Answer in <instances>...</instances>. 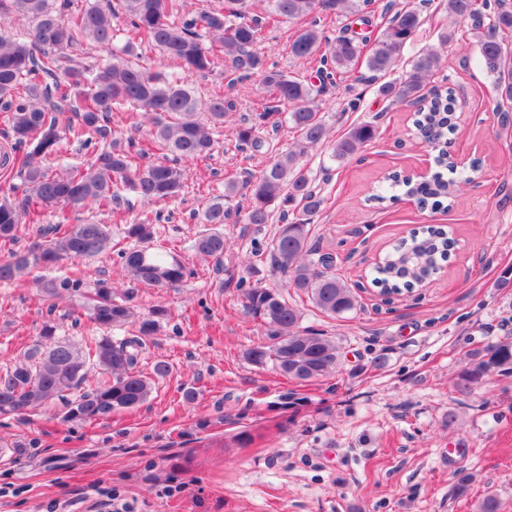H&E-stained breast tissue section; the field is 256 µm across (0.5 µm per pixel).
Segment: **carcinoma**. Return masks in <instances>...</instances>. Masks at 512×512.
Wrapping results in <instances>:
<instances>
[{"label": "carcinoma", "instance_id": "cac0c4a2", "mask_svg": "<svg viewBox=\"0 0 512 512\" xmlns=\"http://www.w3.org/2000/svg\"><path fill=\"white\" fill-rule=\"evenodd\" d=\"M54 0H0V22L13 19L18 26L0 25V108L8 113L14 143L3 154L0 166L15 172L26 192L25 206L52 210L56 223L39 227V240L14 250L24 210L0 202V248L8 249L0 261V282L19 280L37 267L49 268L64 261L90 260L112 248V225L88 220L70 223L68 212L97 208L124 224L125 238L134 246L118 250L117 257L130 281L153 288H176L191 271L172 253L151 246L155 224L162 218L157 205L174 198L187 177L182 163L207 156L213 147L212 131L224 125L234 104L221 95L204 99L187 83L191 74L212 70L224 55L231 71L241 76L257 74L271 89L260 118L281 115L296 134L294 149L272 157L256 173L238 183L224 185V195L209 201L199 218L205 228L194 240L197 254L224 263L226 238L221 226L230 213L227 203L244 194L242 221L263 225L274 213L282 224L263 246L252 253L268 260L270 271L284 278V287L307 296L322 314L345 318L357 310L355 286L336 272L334 258L321 251L310 237L306 217L321 210L324 197L316 190L300 159L323 146L328 131L321 115L319 96L335 73H347L364 65L375 80L386 76L402 58L421 24L417 9L397 10L376 37L343 33L326 39L317 28L315 15L327 8H341L361 15L368 0H266L267 18L279 23L304 21L289 45L296 59H319L316 78L292 75L265 67L258 48L259 19L251 16L252 0H214L195 14L180 11L178 0H81L68 15L53 7ZM448 15L456 22H472L477 61L492 79L498 111L508 122L512 111V50L502 34L512 32V9L502 0L485 22L477 0H447ZM127 21V28L116 24ZM90 41L106 53L96 67H87L71 55L79 43ZM457 41L456 30H443L439 48L421 52L410 70L398 81L383 82L378 92L387 99L421 105L414 126L426 141L442 147L440 166L451 170L448 136L456 129L452 90L427 98L424 90L441 59L439 49ZM147 44L162 55L163 62L148 68L136 61V43ZM129 110L130 129L117 139L111 114ZM150 125L154 153L140 147L136 133ZM377 126L360 122L336 138L328 159L343 163L373 142ZM238 149L258 148L261 141L254 126L236 131ZM91 149L80 165L52 174L45 161L58 156L63 143ZM412 191L422 196L423 206L453 202L461 191L458 182L437 175ZM300 218L286 221L290 212ZM453 241L441 227L427 226L410 234L408 243L382 258L375 267L373 283L380 291L410 292L415 279L439 273L448 260ZM249 313L271 330L272 343L245 350L243 357L258 368L272 365L281 375L299 383L325 379L336 372L340 347L319 333L299 329L300 309L289 303L280 289L250 282L241 276ZM50 296L79 293L86 300L90 320L101 328L134 321L133 292L119 294L112 282L100 279L87 289L78 277L43 282ZM158 320L138 321V334L121 341L102 336L82 349L56 336L55 326L43 327L41 339L23 357L0 370V414H24L59 401L67 421L92 422L115 412L144 404L152 392L150 378L136 371L145 340L156 334ZM95 369L101 375L95 388L75 394ZM494 375L512 376V333L467 353L454 382L462 397L474 394Z\"/></svg>", "mask_w": 512, "mask_h": 512}]
</instances>
